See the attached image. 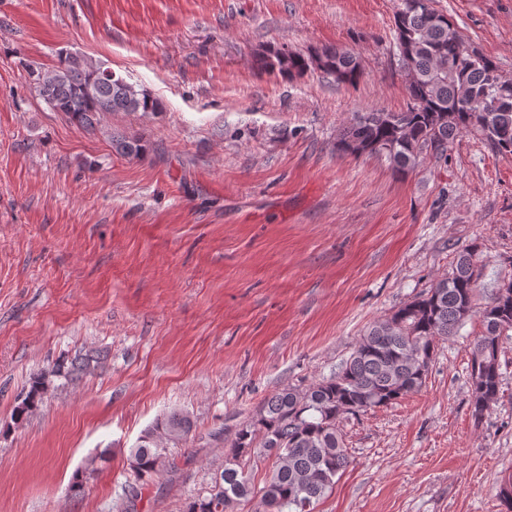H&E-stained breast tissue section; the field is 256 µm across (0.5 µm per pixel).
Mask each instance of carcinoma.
<instances>
[{
	"instance_id": "obj_1",
	"label": "carcinoma",
	"mask_w": 512,
	"mask_h": 512,
	"mask_svg": "<svg viewBox=\"0 0 512 512\" xmlns=\"http://www.w3.org/2000/svg\"><path fill=\"white\" fill-rule=\"evenodd\" d=\"M400 67L414 72L405 85L406 108L399 112L365 109L353 113L336 140V150L383 158L397 174L408 173L418 157H443L463 133L476 130L498 152L512 154V78L489 57L466 46L434 0H400L394 16ZM318 69L339 84L353 85L362 74L350 51L325 47ZM258 69L293 79L314 65V57L285 49L256 55ZM39 94L70 121L88 127L111 112H155L160 102L139 91L111 68L84 57L69 56L55 69L35 75ZM117 152L138 156L139 139L115 140ZM477 246L460 252L451 273L360 337L336 373L306 386H287L264 398L225 449L224 467L203 491L190 497L183 512H240L258 499L257 512H314L350 464L339 422L395 403L425 384L438 342L454 335L473 314L483 330L470 360L473 422L480 424L499 399L500 339L512 331V277L498 285L480 311L474 298L482 275ZM100 353L78 354L38 376L16 407L24 419L55 381H73L101 367ZM193 422L173 411L130 449L127 465L136 481L148 484L172 468L168 445L187 441ZM272 461L263 486L254 484L251 460Z\"/></svg>"
}]
</instances>
